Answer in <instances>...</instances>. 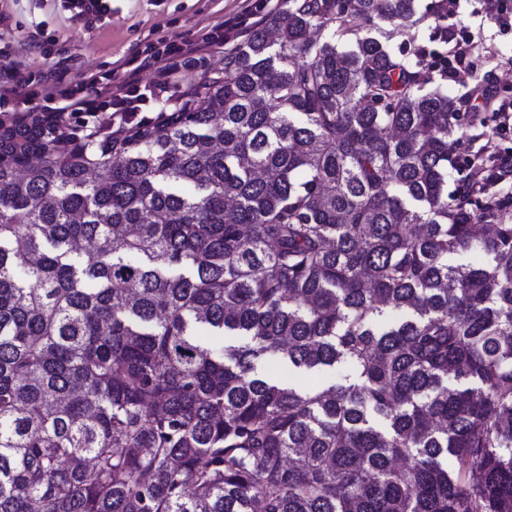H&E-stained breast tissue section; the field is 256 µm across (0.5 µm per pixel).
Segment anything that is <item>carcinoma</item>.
I'll return each instance as SVG.
<instances>
[{"label":"carcinoma","mask_w":512,"mask_h":512,"mask_svg":"<svg viewBox=\"0 0 512 512\" xmlns=\"http://www.w3.org/2000/svg\"><path fill=\"white\" fill-rule=\"evenodd\" d=\"M422 20L282 0L174 117L0 119V512H512V213ZM257 371L263 376L280 379L291 385H300L302 382L299 373L293 367L284 363L264 360L258 363Z\"/></svg>","instance_id":"carcinoma-1"}]
</instances>
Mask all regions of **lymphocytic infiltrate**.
Instances as JSON below:
<instances>
[{
	"instance_id": "lymphocytic-infiltrate-1",
	"label": "lymphocytic infiltrate",
	"mask_w": 512,
	"mask_h": 512,
	"mask_svg": "<svg viewBox=\"0 0 512 512\" xmlns=\"http://www.w3.org/2000/svg\"><path fill=\"white\" fill-rule=\"evenodd\" d=\"M244 19L216 24L203 44L177 39H162L151 45L143 56L132 59L133 71L155 69L157 80L144 84L126 80L113 85L111 77L89 75L76 86L49 88L26 77L17 66L0 69V110L19 111L21 105L33 104L35 111L46 112L67 125L90 123L101 112L117 119L127 116L147 118L153 111L181 112L189 103L185 94H177L175 81L182 74L199 67L204 45L233 41Z\"/></svg>"
}]
</instances>
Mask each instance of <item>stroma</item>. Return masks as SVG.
Returning <instances> with one entry per match:
<instances>
[{"label":"stroma","instance_id":"obj_1","mask_svg":"<svg viewBox=\"0 0 512 512\" xmlns=\"http://www.w3.org/2000/svg\"><path fill=\"white\" fill-rule=\"evenodd\" d=\"M260 0H112V20L91 29L73 25L60 0H0L7 24L0 33L15 48L16 65L47 84L77 85L88 73L111 75L113 83L127 79L126 62L162 38L201 42L207 29L226 16L258 6ZM445 14L443 26L428 23L414 31L394 25L388 44L399 50L417 41L436 60H443L445 31L473 41L475 49L454 62L455 75L444 90L461 111L472 109L478 84H494L496 98L512 100V26L486 20L484 0H460L447 13L445 0H418Z\"/></svg>","mask_w":512,"mask_h":512}]
</instances>
